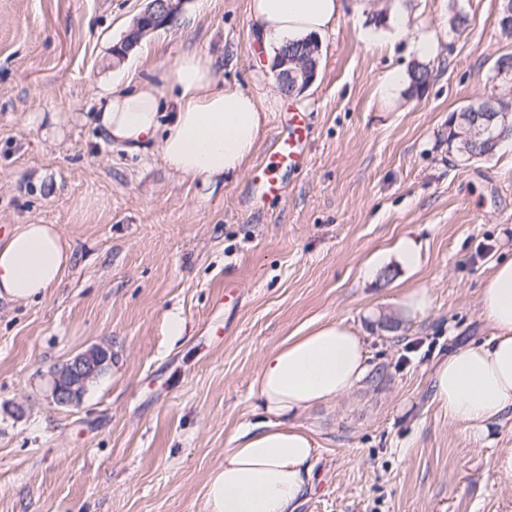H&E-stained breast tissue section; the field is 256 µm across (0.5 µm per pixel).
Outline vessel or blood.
<instances>
[{"instance_id":"obj_1","label":"vessel or blood","mask_w":512,"mask_h":512,"mask_svg":"<svg viewBox=\"0 0 512 512\" xmlns=\"http://www.w3.org/2000/svg\"><path fill=\"white\" fill-rule=\"evenodd\" d=\"M310 137V127L304 113H293L286 134L278 141L262 166V178L257 185L261 195L278 192V176L283 171L303 168L307 163L306 144Z\"/></svg>"}]
</instances>
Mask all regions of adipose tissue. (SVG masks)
Listing matches in <instances>:
<instances>
[{
    "instance_id": "adipose-tissue-1",
    "label": "adipose tissue",
    "mask_w": 512,
    "mask_h": 512,
    "mask_svg": "<svg viewBox=\"0 0 512 512\" xmlns=\"http://www.w3.org/2000/svg\"><path fill=\"white\" fill-rule=\"evenodd\" d=\"M267 51L335 30L344 0H251ZM257 93L224 86L214 60L187 51L155 80L113 82L97 115L113 145L138 154L158 145L174 174L211 185L240 171L258 146ZM72 252L52 224H20L0 241V299L27 302L57 286ZM487 339L439 363L434 398L451 421L479 429L512 410V258L494 265L480 294ZM368 343L331 321L264 354L256 379L258 421L242 426L207 480L204 512H296L314 487L318 444L296 415L352 392L370 372Z\"/></svg>"
}]
</instances>
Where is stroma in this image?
I'll return each instance as SVG.
<instances>
[{
	"instance_id": "35a3bbf8",
	"label": "stroma",
	"mask_w": 512,
	"mask_h": 512,
	"mask_svg": "<svg viewBox=\"0 0 512 512\" xmlns=\"http://www.w3.org/2000/svg\"><path fill=\"white\" fill-rule=\"evenodd\" d=\"M451 1L405 0L396 37L375 21L386 0H346L315 80L285 96L249 0H182L123 65L112 49L147 0H0V226L53 224L72 249L56 288L0 300V512H203L210 472L256 419L263 355L340 319L365 334L371 370L298 416L319 444L298 512H512V475L494 470L512 420L475 433L433 398L438 363L487 338L481 288L512 256V146L488 160L448 153L450 114L501 92L494 63L512 41L500 0H455L460 30ZM187 49L218 59L224 85L284 98L242 172L215 187L170 173L157 149L127 154L91 121L105 86ZM418 61L426 87H387ZM297 109L314 130L308 163L261 197L256 169ZM406 234L422 244L412 275L385 259ZM420 287L428 314L385 330L381 316ZM174 310L178 339L164 321ZM97 345L107 370L55 404L54 368Z\"/></svg>"
}]
</instances>
